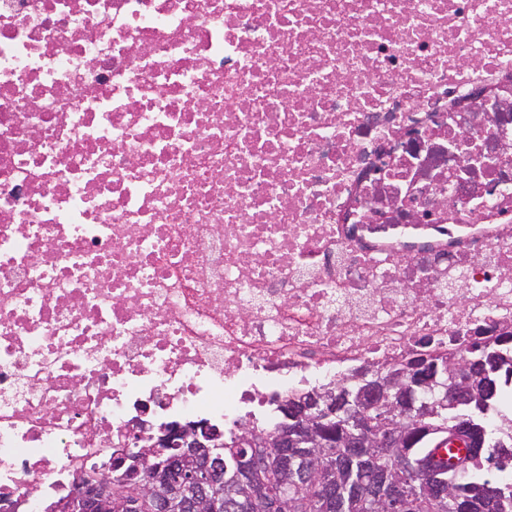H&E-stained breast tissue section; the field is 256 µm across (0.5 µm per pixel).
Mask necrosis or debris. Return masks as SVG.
Here are the masks:
<instances>
[{
	"label": "necrosis or debris",
	"instance_id": "necrosis-or-debris-1",
	"mask_svg": "<svg viewBox=\"0 0 512 512\" xmlns=\"http://www.w3.org/2000/svg\"><path fill=\"white\" fill-rule=\"evenodd\" d=\"M508 329L512 0H0V512Z\"/></svg>",
	"mask_w": 512,
	"mask_h": 512
}]
</instances>
